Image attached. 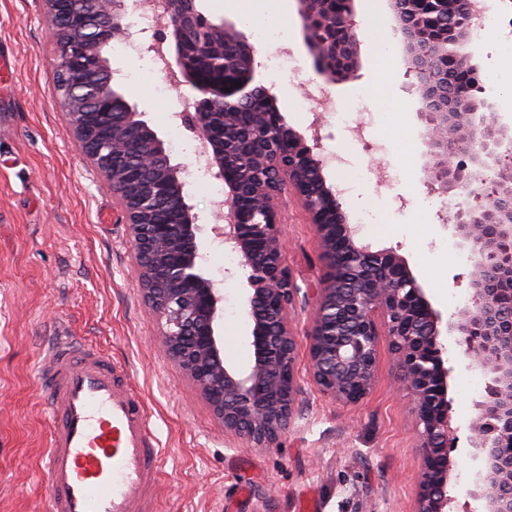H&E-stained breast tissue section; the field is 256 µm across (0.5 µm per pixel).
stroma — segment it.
Returning a JSON list of instances; mask_svg holds the SVG:
<instances>
[{
	"label": "stroma",
	"instance_id": "obj_1",
	"mask_svg": "<svg viewBox=\"0 0 512 512\" xmlns=\"http://www.w3.org/2000/svg\"><path fill=\"white\" fill-rule=\"evenodd\" d=\"M362 68L353 81L329 83L314 69L303 39L289 51L308 87L298 85L275 46L256 48L258 81L277 98L288 124L317 137L318 151L340 154L328 168L341 187L350 220L364 225L366 243L396 248L443 315L470 306L471 262L446 220L424 205V140L429 133L408 91L416 77L401 56L381 57L388 8L356 4ZM54 45L41 0H0V57L14 61L0 80V512H46L47 485L38 467L46 446L45 389L40 351L57 326L101 346L130 366L165 450L157 512H303L312 495L317 512H413L421 459L410 399L398 392L399 369L390 339L380 336L376 382L359 403L344 405L314 385L306 355L297 359L303 388L300 414L271 448H252L226 435L191 380L167 357L158 323L134 274L128 226L112 191L73 144L53 98ZM114 86L164 142L172 163H190L199 144L165 111L166 101L193 110L189 87H175L145 46L109 51ZM390 79L372 88L374 68ZM354 104L370 121L367 142L336 120L318 115L317 100ZM222 181L193 172L186 201L207 227L201 264L224 282V355L248 367L253 349L243 310L245 279L235 255L210 231L211 201ZM282 234L297 283L324 277L315 229L299 200L288 197ZM447 356L458 450L469 446L468 421L489 379L466 367L455 343ZM479 388H470V381Z\"/></svg>",
	"mask_w": 512,
	"mask_h": 512
}]
</instances>
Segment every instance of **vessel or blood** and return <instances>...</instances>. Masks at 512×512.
<instances>
[{
  "label": "vessel or blood",
  "mask_w": 512,
  "mask_h": 512,
  "mask_svg": "<svg viewBox=\"0 0 512 512\" xmlns=\"http://www.w3.org/2000/svg\"><path fill=\"white\" fill-rule=\"evenodd\" d=\"M50 512H154L163 450L129 367L58 331L40 361Z\"/></svg>",
  "instance_id": "1"
}]
</instances>
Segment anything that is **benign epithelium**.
Returning a JSON list of instances; mask_svg holds the SVG:
<instances>
[{
    "mask_svg": "<svg viewBox=\"0 0 512 512\" xmlns=\"http://www.w3.org/2000/svg\"><path fill=\"white\" fill-rule=\"evenodd\" d=\"M55 32L56 105L81 153L111 185L134 246L139 284L161 322L169 358L204 396L224 432L253 448H270L296 419L302 388L292 313H310L307 359L320 393L354 404L373 388L379 326L389 336L422 426L421 471L414 512H453L448 486L459 462L448 399L454 367L443 335L454 337L467 368L490 376L469 421L476 472L468 496L480 512H512V134L477 96L478 72L470 28L474 0H388L407 69L429 135L427 183L473 203L448 215L469 245L471 306L442 318L397 250H374L349 223L325 162L288 125L276 97L256 81L255 48L235 22L209 18L197 0H164L163 21L149 49L166 52V73L200 99L190 127L200 142L195 162L224 182L213 231L246 273L245 311L254 360L239 368L224 358V294L199 262L200 216L186 202V165H173L164 143L112 86L96 79L111 71L107 48L128 45L140 32L126 22V0H43ZM298 0L304 44L317 73L350 81L360 70L355 0ZM204 56L213 77H200ZM241 86L234 87V82ZM165 160L146 191L127 171ZM302 200L314 224L327 273L302 288L286 261L281 234L284 194ZM179 198L176 223L146 222L155 205Z\"/></svg>",
    "mask_w": 512,
    "mask_h": 512,
    "instance_id": "obj_1",
    "label": "benign epithelium"
}]
</instances>
